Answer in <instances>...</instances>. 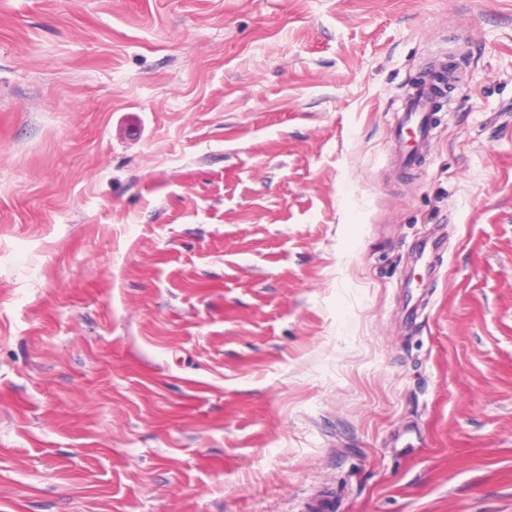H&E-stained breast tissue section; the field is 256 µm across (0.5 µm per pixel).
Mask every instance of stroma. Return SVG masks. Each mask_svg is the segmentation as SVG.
<instances>
[{
  "instance_id": "1",
  "label": "stroma",
  "mask_w": 512,
  "mask_h": 512,
  "mask_svg": "<svg viewBox=\"0 0 512 512\" xmlns=\"http://www.w3.org/2000/svg\"><path fill=\"white\" fill-rule=\"evenodd\" d=\"M0 512H512V0H0ZM443 106L430 79L413 83L403 98L396 125L392 130L393 160L404 170L419 165L427 152L434 132V112Z\"/></svg>"
}]
</instances>
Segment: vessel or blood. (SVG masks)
Returning a JSON list of instances; mask_svg holds the SVG:
<instances>
[{"label": "vessel or blood", "mask_w": 512, "mask_h": 512, "mask_svg": "<svg viewBox=\"0 0 512 512\" xmlns=\"http://www.w3.org/2000/svg\"><path fill=\"white\" fill-rule=\"evenodd\" d=\"M442 105L432 80L412 84L392 130L393 160L397 166L411 170L419 165L433 139L434 114Z\"/></svg>", "instance_id": "1"}]
</instances>
